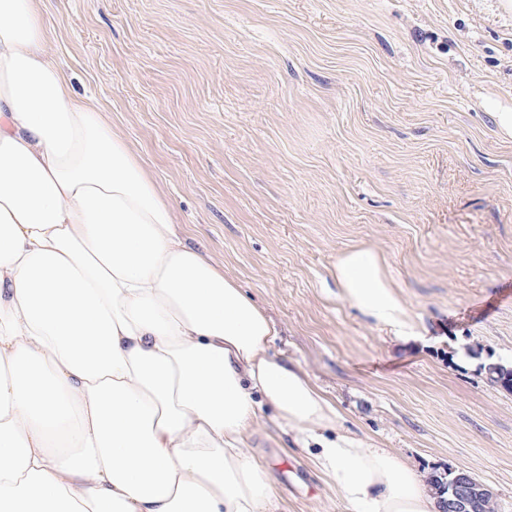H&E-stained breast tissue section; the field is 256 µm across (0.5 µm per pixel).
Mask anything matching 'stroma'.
I'll use <instances>...</instances> for the list:
<instances>
[{
  "instance_id": "stroma-1",
  "label": "stroma",
  "mask_w": 512,
  "mask_h": 512,
  "mask_svg": "<svg viewBox=\"0 0 512 512\" xmlns=\"http://www.w3.org/2000/svg\"><path fill=\"white\" fill-rule=\"evenodd\" d=\"M76 97L110 111L208 255L276 324L271 353L337 431L512 512V5L507 0H47ZM386 261L411 333L337 294ZM245 437L278 512H348L274 410Z\"/></svg>"
}]
</instances>
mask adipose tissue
<instances>
[{"instance_id": "adipose-tissue-1", "label": "adipose tissue", "mask_w": 512, "mask_h": 512, "mask_svg": "<svg viewBox=\"0 0 512 512\" xmlns=\"http://www.w3.org/2000/svg\"><path fill=\"white\" fill-rule=\"evenodd\" d=\"M340 296L405 333L365 246ZM275 323L180 235L105 109L72 95L44 0H0V512H264L244 448L260 402L350 512H438L390 449L327 437L340 412L271 355Z\"/></svg>"}]
</instances>
